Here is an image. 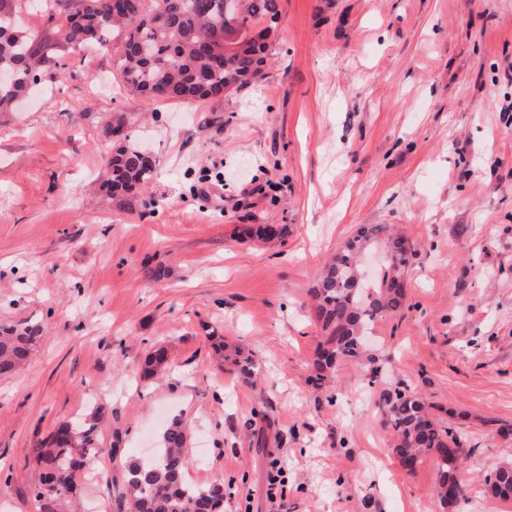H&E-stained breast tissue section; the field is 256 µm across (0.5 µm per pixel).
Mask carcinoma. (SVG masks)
<instances>
[{
  "instance_id": "carcinoma-1",
  "label": "carcinoma",
  "mask_w": 512,
  "mask_h": 512,
  "mask_svg": "<svg viewBox=\"0 0 512 512\" xmlns=\"http://www.w3.org/2000/svg\"><path fill=\"white\" fill-rule=\"evenodd\" d=\"M36 6L47 22L65 17L56 27L58 38L36 41L17 28L16 15ZM280 0H0V73L12 75L0 84V112L13 111L16 101L38 83L35 76L63 68L58 53L107 45L111 33L121 32V76L128 88L149 103L212 101L262 75ZM156 175L153 160L142 151L118 146L109 161L106 191L112 205L130 210ZM384 239L385 263L374 287L360 277L363 253ZM413 250L400 237L385 234L381 224L364 225L321 268L308 289L313 320L323 333L312 363L314 381L333 376L336 363L371 358L365 339L374 323L403 307L409 255ZM42 327H0V376H10L26 362L40 340ZM168 364L167 351L150 353L146 373L154 376ZM239 371H259L252 356L234 351ZM386 423L392 430L393 453L400 463L420 464L433 458L438 465L441 505L450 512L466 496L460 478L466 458L453 427L433 422L419 395L396 390L384 397ZM100 411L61 422L53 435L29 449L27 459L40 468L34 498L44 512L68 508L80 493L76 476L103 451L97 427ZM188 425L172 420L162 431L157 454L149 460L124 463L123 512H205L209 503L221 508L224 479L191 484L187 450ZM482 482L488 494L512 499V464H504Z\"/></svg>"
}]
</instances>
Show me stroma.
I'll return each mask as SVG.
<instances>
[{
	"instance_id": "stroma-1",
	"label": "stroma",
	"mask_w": 512,
	"mask_h": 512,
	"mask_svg": "<svg viewBox=\"0 0 512 512\" xmlns=\"http://www.w3.org/2000/svg\"><path fill=\"white\" fill-rule=\"evenodd\" d=\"M280 9L261 77L224 98L145 102L111 42L66 51L65 75L0 113V326L43 328L0 377V512H40L28 449L98 407L120 457L79 474L81 512H118L121 460L177 417L188 478L223 479L224 512H441L435 462L392 452L383 397L406 388L471 450L458 512H512L480 481L512 463V0ZM115 112L156 164L130 211L103 186ZM257 224L287 233L261 241ZM363 224L411 244L405 303L376 322L373 363L318 385L306 292ZM146 265L167 277L143 281ZM221 342L259 377L218 363ZM161 346L166 371L143 378Z\"/></svg>"
}]
</instances>
